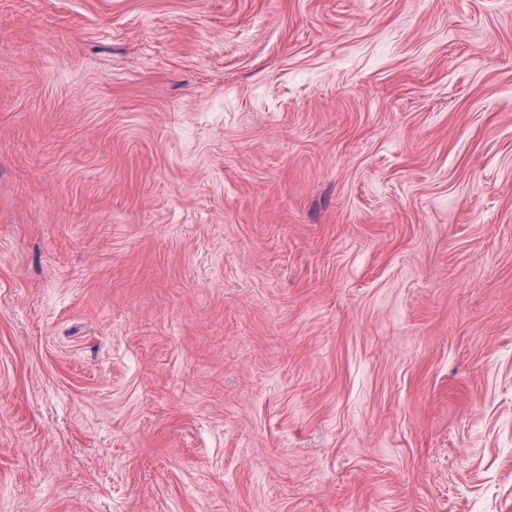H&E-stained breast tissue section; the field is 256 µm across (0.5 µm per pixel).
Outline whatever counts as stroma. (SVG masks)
Segmentation results:
<instances>
[{
  "instance_id": "35a3bbf8",
  "label": "stroma",
  "mask_w": 512,
  "mask_h": 512,
  "mask_svg": "<svg viewBox=\"0 0 512 512\" xmlns=\"http://www.w3.org/2000/svg\"><path fill=\"white\" fill-rule=\"evenodd\" d=\"M0 512H512V0H0Z\"/></svg>"
}]
</instances>
